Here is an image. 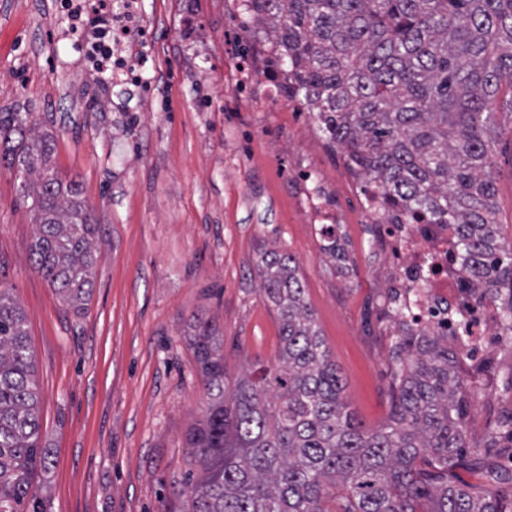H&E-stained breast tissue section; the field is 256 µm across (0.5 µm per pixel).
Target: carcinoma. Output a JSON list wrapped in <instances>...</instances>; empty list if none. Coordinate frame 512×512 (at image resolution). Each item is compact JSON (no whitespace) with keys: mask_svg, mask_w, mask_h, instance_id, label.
<instances>
[{"mask_svg":"<svg viewBox=\"0 0 512 512\" xmlns=\"http://www.w3.org/2000/svg\"><path fill=\"white\" fill-rule=\"evenodd\" d=\"M292 91L315 112L329 143L361 177L411 214L448 224L480 301L500 295L512 327V249L497 242L490 162L495 99L512 85V0H249ZM54 136L25 112H0V165L22 176L37 232L34 269L81 309L100 257L96 225L75 181L52 164ZM260 291L280 321L278 362L255 365L233 391L224 336L206 319L188 343L208 390L188 434L200 474L185 482L191 512H324L340 485L339 512H512L495 491L448 478L466 448L470 401L457 357L422 332L393 354L395 410L366 430L343 401L342 378L305 298L296 259L264 250ZM25 315L0 289V512H45L50 469L40 444V395ZM427 458L441 475L429 483Z\"/></svg>","mask_w":512,"mask_h":512,"instance_id":"carcinoma-1","label":"carcinoma"}]
</instances>
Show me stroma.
Wrapping results in <instances>:
<instances>
[{
	"instance_id": "stroma-1",
	"label": "stroma",
	"mask_w": 512,
	"mask_h": 512,
	"mask_svg": "<svg viewBox=\"0 0 512 512\" xmlns=\"http://www.w3.org/2000/svg\"><path fill=\"white\" fill-rule=\"evenodd\" d=\"M55 0H0V111L28 112L54 135L53 164L79 185L97 226L100 258L82 310L65 306L32 267L33 213L18 175L0 167V288L26 316L41 395V437L51 453L46 512H190L198 473L186 435L206 406L186 339L194 317L224 334L235 383L274 362L280 324L260 291L262 248L292 254L306 298L365 428L393 414L392 347L399 327L342 153L329 148L305 106L264 98V77L234 81L257 28L235 0H193L199 42L183 40L182 0H142L159 80L146 102L120 90L90 106L78 55L59 32ZM512 87L501 86L493 147L495 219L512 245ZM335 187L343 217L335 254L304 223L301 171ZM474 373L459 357L472 406L467 445L485 467L454 480L512 495V437L496 428L512 410V331L489 337ZM499 480L487 477V469Z\"/></svg>"
}]
</instances>
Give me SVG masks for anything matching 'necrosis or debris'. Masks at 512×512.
Here are the masks:
<instances>
[{
  "label": "necrosis or debris",
  "instance_id": "1",
  "mask_svg": "<svg viewBox=\"0 0 512 512\" xmlns=\"http://www.w3.org/2000/svg\"><path fill=\"white\" fill-rule=\"evenodd\" d=\"M66 20V37L76 46L86 72L110 71L130 94L143 95L141 76L153 67L142 46L139 0H56ZM268 77L269 100L292 105L293 76L277 65L273 53L260 47L256 60L237 63L238 81L250 79L255 66ZM367 223L377 225L387 249L384 280L405 316L401 327L429 329L453 337L458 349L479 355L481 343L500 325L497 309L480 308L462 292L467 273L444 224L413 219L385 198L372 183L354 177Z\"/></svg>",
  "mask_w": 512,
  "mask_h": 512
}]
</instances>
